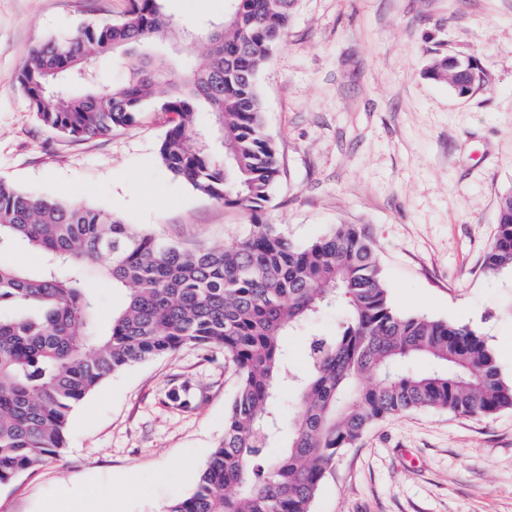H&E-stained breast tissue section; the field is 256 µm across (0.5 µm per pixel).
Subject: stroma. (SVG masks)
Wrapping results in <instances>:
<instances>
[{
    "label": "stroma",
    "instance_id": "35a3bbf8",
    "mask_svg": "<svg viewBox=\"0 0 512 512\" xmlns=\"http://www.w3.org/2000/svg\"><path fill=\"white\" fill-rule=\"evenodd\" d=\"M181 56L207 48L226 0H162ZM129 0H0V180L98 206L157 239L231 245L249 214L174 179L158 159L172 117L145 112L75 140L43 128L17 84L32 50L125 18ZM475 61L484 84L458 97L426 71ZM281 174L261 215L305 243L369 225L393 307L469 324L512 381V269L486 272L498 197L512 190V0H295L258 81ZM336 309L285 339L291 371ZM237 383L219 349L184 348L111 375L70 418L57 460L0 485V512H42L89 485L100 512H164L189 496L224 438ZM187 385L181 411L167 391ZM314 512H512V410L472 418L425 409L373 425L343 449Z\"/></svg>",
    "mask_w": 512,
    "mask_h": 512
}]
</instances>
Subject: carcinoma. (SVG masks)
Wrapping results in <instances>:
<instances>
[{"mask_svg":"<svg viewBox=\"0 0 512 512\" xmlns=\"http://www.w3.org/2000/svg\"><path fill=\"white\" fill-rule=\"evenodd\" d=\"M292 0H234L206 56L154 97L173 70L146 54L116 83L93 62L115 57L175 25L160 0H130L126 17L36 48L17 82L38 122L74 139L107 136L149 108L176 121L162 165L195 191L256 215L279 177L258 89L280 43ZM27 248L36 268L0 265V484L59 455L72 411L112 374L185 346L218 348L238 385L224 440L188 497L164 512H313L327 469L376 421L419 409L486 417L512 409L485 340L468 324L396 311L363 224H336L296 243L255 223L230 246L160 242L112 211L38 198L0 181V252ZM486 271L512 268V191L499 197ZM102 274L128 290L108 322L93 287ZM335 307V331L314 336L307 370L287 371L284 336ZM425 360L431 369L414 370ZM299 394L284 428L277 383ZM369 377L367 385L361 380ZM284 451L263 463L265 448Z\"/></svg>","mask_w":512,"mask_h":512,"instance_id":"cac0c4a2","label":"carcinoma"}]
</instances>
